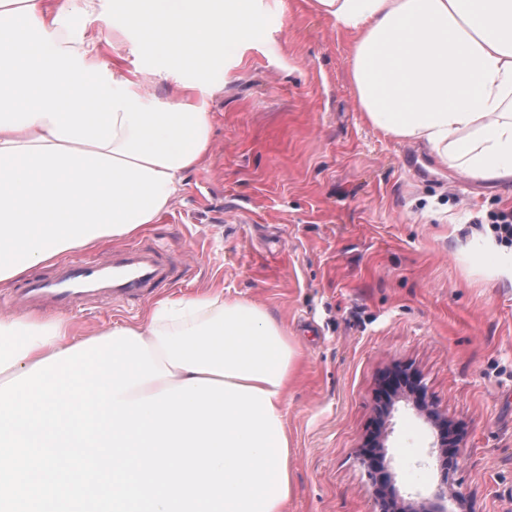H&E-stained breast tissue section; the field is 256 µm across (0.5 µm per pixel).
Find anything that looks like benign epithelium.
<instances>
[{
    "instance_id": "7a95c632",
    "label": "benign epithelium",
    "mask_w": 512,
    "mask_h": 512,
    "mask_svg": "<svg viewBox=\"0 0 512 512\" xmlns=\"http://www.w3.org/2000/svg\"><path fill=\"white\" fill-rule=\"evenodd\" d=\"M382 386L401 389L413 397L415 405L425 410L438 429V469L440 480L432 498L408 507V512H450L448 501L460 497L452 483V474L457 466L455 448L465 437V429L460 423L448 420L440 415L429 403L425 386L418 372L408 365H401L388 371L382 380ZM369 469L374 492L376 512H401L402 498L393 483V477L387 470L385 449L371 438L363 448L359 449Z\"/></svg>"
}]
</instances>
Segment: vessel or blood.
Returning a JSON list of instances; mask_svg holds the SVG:
<instances>
[{
	"mask_svg": "<svg viewBox=\"0 0 512 512\" xmlns=\"http://www.w3.org/2000/svg\"><path fill=\"white\" fill-rule=\"evenodd\" d=\"M183 261L155 244H127L104 260L94 258L59 263L51 279L31 278L13 289V308L71 311L102 303L112 307L140 303L159 289L178 283Z\"/></svg>",
	"mask_w": 512,
	"mask_h": 512,
	"instance_id": "vessel-or-blood-1",
	"label": "vessel or blood"
}]
</instances>
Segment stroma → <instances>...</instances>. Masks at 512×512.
<instances>
[{
    "label": "stroma",
    "mask_w": 512,
    "mask_h": 512,
    "mask_svg": "<svg viewBox=\"0 0 512 512\" xmlns=\"http://www.w3.org/2000/svg\"><path fill=\"white\" fill-rule=\"evenodd\" d=\"M314 2L258 0L273 30L217 62L211 149L138 239L184 257L167 295L223 288L266 307L303 350L287 401L286 512H372L357 450L377 428L383 374L403 364L466 428L452 480L468 512H512V286L461 252L512 211V183L449 172L374 129L350 86L353 39ZM151 55L134 29L112 43L157 104L173 85L149 73ZM382 430L400 494L430 496L436 430L403 398Z\"/></svg>",
    "instance_id": "stroma-1"
}]
</instances>
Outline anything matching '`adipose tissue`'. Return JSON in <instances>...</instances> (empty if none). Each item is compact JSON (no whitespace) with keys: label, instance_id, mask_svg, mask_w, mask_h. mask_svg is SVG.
<instances>
[{"label":"adipose tissue","instance_id":"1","mask_svg":"<svg viewBox=\"0 0 512 512\" xmlns=\"http://www.w3.org/2000/svg\"><path fill=\"white\" fill-rule=\"evenodd\" d=\"M353 35L350 83L366 120L425 146L476 181H512V0H316ZM101 21L94 37L75 18ZM271 25L252 0H0V288L81 247L129 239L167 212L207 156L213 65ZM137 29L154 74L173 79L147 105L119 61L116 35ZM512 284V249L472 234L466 253ZM165 377L126 392L146 397L188 379L269 392L286 417L301 353L269 311L213 288L156 301L132 325ZM64 318L0 320V382L85 342Z\"/></svg>","mask_w":512,"mask_h":512}]
</instances>
